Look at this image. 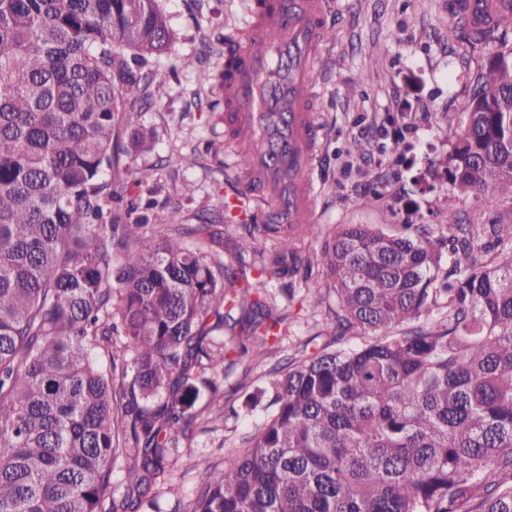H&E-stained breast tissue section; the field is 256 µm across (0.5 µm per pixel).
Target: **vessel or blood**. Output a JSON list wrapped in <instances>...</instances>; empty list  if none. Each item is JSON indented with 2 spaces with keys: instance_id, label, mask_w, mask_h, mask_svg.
Masks as SVG:
<instances>
[{
  "instance_id": "1",
  "label": "vessel or blood",
  "mask_w": 512,
  "mask_h": 512,
  "mask_svg": "<svg viewBox=\"0 0 512 512\" xmlns=\"http://www.w3.org/2000/svg\"><path fill=\"white\" fill-rule=\"evenodd\" d=\"M229 43L237 64L224 77V119L235 132L225 158L250 161L224 192V212L250 224H307L310 173L320 146L317 85L338 0H242ZM471 38L512 25V0H448Z\"/></svg>"
}]
</instances>
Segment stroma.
<instances>
[{
	"instance_id": "obj_1",
	"label": "stroma",
	"mask_w": 512,
	"mask_h": 512,
	"mask_svg": "<svg viewBox=\"0 0 512 512\" xmlns=\"http://www.w3.org/2000/svg\"><path fill=\"white\" fill-rule=\"evenodd\" d=\"M160 7L174 40L152 60L159 77L140 117L156 132L157 144L149 154L121 155L118 183H158L157 216L176 207L192 224L197 215L222 210L220 189L236 175L224 162V127L210 117L218 95L204 74L223 64L220 51L242 10L239 0H160ZM340 8L320 78L324 139L311 172L314 223L327 235L339 224L393 231L403 224L444 225L452 216L467 224L512 223V191L458 198L446 174L475 79L495 53L512 52V27L494 43L476 45L463 35L449 38L448 0H341ZM399 128L405 150L396 154L390 147ZM185 155L194 164H179ZM360 196L368 204L356 205ZM305 281L295 279L293 302L276 301L288 314L287 339L265 358L246 357L226 371L219 380L225 399L267 386L271 366L287 363L299 346L312 352L323 345L326 314L336 299L311 298ZM196 408L213 429L179 448L170 477L181 496L160 493V512L192 501L202 467L223 465L225 453L239 449L241 437L268 415L259 408L228 419L204 399Z\"/></svg>"
}]
</instances>
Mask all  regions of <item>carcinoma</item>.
Returning a JSON list of instances; mask_svg holds the SVG:
<instances>
[{"mask_svg":"<svg viewBox=\"0 0 512 512\" xmlns=\"http://www.w3.org/2000/svg\"><path fill=\"white\" fill-rule=\"evenodd\" d=\"M172 40L158 0H0V512H146L198 399L288 333L268 285L319 225H238L236 270L213 225L152 224L156 186L112 216L120 135L156 146L140 67ZM476 83L458 197L512 189V67ZM446 230L337 226L329 342L245 395L267 418L185 512H512V224Z\"/></svg>","mask_w":512,"mask_h":512,"instance_id":"cac0c4a2","label":"carcinoma"}]
</instances>
